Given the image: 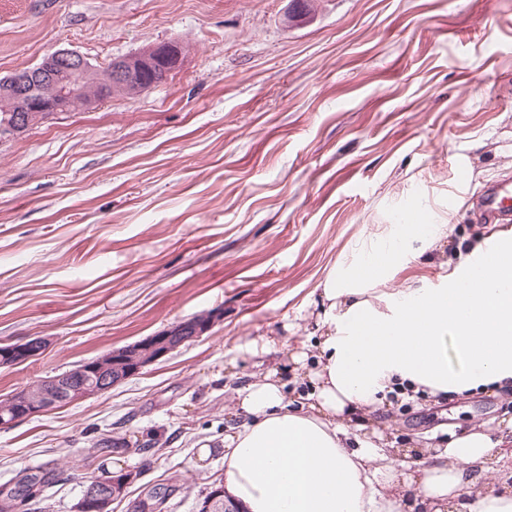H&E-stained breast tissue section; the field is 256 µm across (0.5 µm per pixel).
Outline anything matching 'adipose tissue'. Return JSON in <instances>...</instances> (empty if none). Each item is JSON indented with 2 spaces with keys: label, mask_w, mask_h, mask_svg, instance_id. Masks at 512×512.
<instances>
[{
  "label": "adipose tissue",
  "mask_w": 512,
  "mask_h": 512,
  "mask_svg": "<svg viewBox=\"0 0 512 512\" xmlns=\"http://www.w3.org/2000/svg\"><path fill=\"white\" fill-rule=\"evenodd\" d=\"M444 224H391L362 240L318 285L315 353L295 354L296 400L269 373L237 391L247 416L224 436V500L241 512H512V482L474 490L512 445L485 430L408 462L380 431L346 416L388 397L465 396L512 388V228L447 261L435 288L392 282Z\"/></svg>",
  "instance_id": "1"
}]
</instances>
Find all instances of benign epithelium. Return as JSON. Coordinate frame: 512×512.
I'll return each mask as SVG.
<instances>
[{
    "mask_svg": "<svg viewBox=\"0 0 512 512\" xmlns=\"http://www.w3.org/2000/svg\"><path fill=\"white\" fill-rule=\"evenodd\" d=\"M182 56L176 41L156 44L147 50L112 59L104 67L93 65L85 56L70 49L45 54L32 68L20 69L0 79V96L10 102L27 123L38 122L68 111L75 97L85 106H97L112 98V88L121 86L143 92L154 84V74L162 68L172 73ZM222 314L208 312L183 320L171 327L127 346L113 348L101 356L77 364L65 373L50 377L39 389L26 388L0 400V429L46 413L55 406L70 405L101 394L167 357L181 346L198 340ZM45 340L36 337L22 343L0 344V366L24 364L45 348ZM138 479L133 471L112 474L95 480L81 498V512H105L123 498L130 484ZM224 491H213L201 506L204 512H238L224 508Z\"/></svg>",
    "mask_w": 512,
    "mask_h": 512,
    "instance_id": "benign-epithelium-1",
    "label": "benign epithelium"
}]
</instances>
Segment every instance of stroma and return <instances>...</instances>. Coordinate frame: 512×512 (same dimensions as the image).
I'll use <instances>...</instances> for the list:
<instances>
[{"instance_id": "obj_1", "label": "stroma", "mask_w": 512, "mask_h": 512, "mask_svg": "<svg viewBox=\"0 0 512 512\" xmlns=\"http://www.w3.org/2000/svg\"><path fill=\"white\" fill-rule=\"evenodd\" d=\"M0 0V76L67 48L102 66L175 40L167 82L0 140V343L45 350L0 367V399L212 311L202 338L77 404L0 430V488L53 473L36 512H75L121 439L150 487L196 512L245 422L239 387L312 344L315 289L422 201L446 251L488 232L473 201L512 179V0ZM512 393L365 413L398 448L497 433Z\"/></svg>"}]
</instances>
